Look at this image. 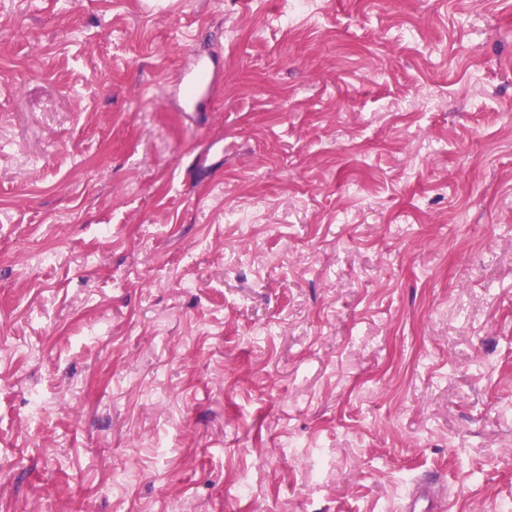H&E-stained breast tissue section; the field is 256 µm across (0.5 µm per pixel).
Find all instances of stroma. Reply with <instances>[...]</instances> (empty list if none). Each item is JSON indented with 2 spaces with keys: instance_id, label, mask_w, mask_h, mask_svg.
Instances as JSON below:
<instances>
[{
  "instance_id": "35a3bbf8",
  "label": "stroma",
  "mask_w": 512,
  "mask_h": 512,
  "mask_svg": "<svg viewBox=\"0 0 512 512\" xmlns=\"http://www.w3.org/2000/svg\"><path fill=\"white\" fill-rule=\"evenodd\" d=\"M422 482L512 502V0H0V512Z\"/></svg>"
}]
</instances>
